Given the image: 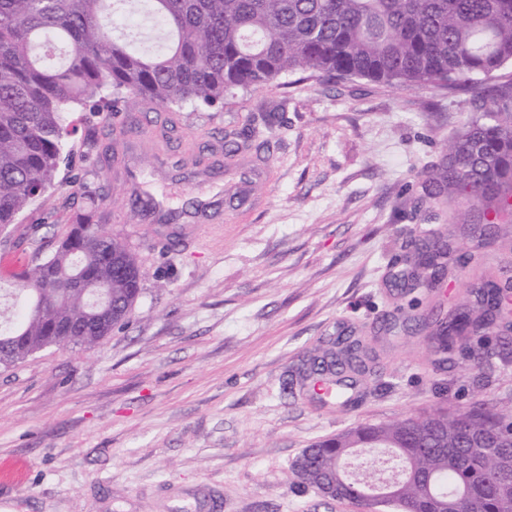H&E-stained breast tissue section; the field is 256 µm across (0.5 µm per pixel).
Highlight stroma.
Returning a JSON list of instances; mask_svg holds the SVG:
<instances>
[{
	"instance_id": "stroma-1",
	"label": "stroma",
	"mask_w": 512,
	"mask_h": 512,
	"mask_svg": "<svg viewBox=\"0 0 512 512\" xmlns=\"http://www.w3.org/2000/svg\"><path fill=\"white\" fill-rule=\"evenodd\" d=\"M480 91L294 73L220 107L169 109L171 141L138 97L112 121L73 113L55 189L0 231V323L23 316L16 273L47 259L80 211L136 255L141 294L127 327L97 346L52 345L0 369V467L12 470L0 512H354L296 486L291 465L309 445L442 405L512 406V358L440 370L426 334L388 327L402 318L392 280L412 239L451 247L446 294L418 292L426 309L512 270V220L485 245L474 203L425 193ZM248 125L251 146L202 185L223 223L139 221L117 139L136 133L132 162L184 201L199 147ZM339 336L370 356L342 407L295 376Z\"/></svg>"
}]
</instances>
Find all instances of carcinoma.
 I'll list each match as a JSON object with an SVG mask.
<instances>
[{"mask_svg": "<svg viewBox=\"0 0 512 512\" xmlns=\"http://www.w3.org/2000/svg\"><path fill=\"white\" fill-rule=\"evenodd\" d=\"M167 44L137 51L115 35L132 0H0V229L55 185L68 114L113 118L128 96L161 109L213 106L241 89L288 73L366 79L390 87L471 86L512 65V0H137ZM473 118L449 147L448 163L429 176L437 194L483 207L481 240L497 237L495 218L512 215V79L494 82L471 102ZM447 244L424 241L409 256L417 286L436 289L447 271ZM15 274L34 308L20 325L0 330L7 370L50 345L92 348L128 323L140 295L136 256L103 224L79 214L47 259ZM82 287H73L74 282ZM104 289L111 310L96 314L92 293ZM476 302L447 315L413 317L434 341L433 353L460 349L471 366L503 355L497 323L512 316V287L478 283ZM329 362L358 367L353 341L318 351L302 379ZM381 448L398 464L387 482L367 464L350 473L347 457ZM299 485L336 484L355 512H512V409L444 406L394 421L357 425L305 449L293 464ZM395 485L379 506L365 493Z\"/></svg>", "mask_w": 512, "mask_h": 512, "instance_id": "obj_1", "label": "carcinoma"}]
</instances>
